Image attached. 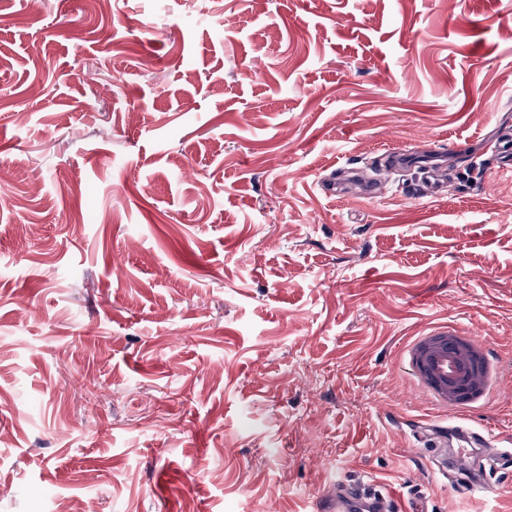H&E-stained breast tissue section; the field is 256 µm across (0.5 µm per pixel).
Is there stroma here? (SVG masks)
Here are the masks:
<instances>
[{
  "instance_id": "35a3bbf8",
  "label": "stroma",
  "mask_w": 512,
  "mask_h": 512,
  "mask_svg": "<svg viewBox=\"0 0 512 512\" xmlns=\"http://www.w3.org/2000/svg\"><path fill=\"white\" fill-rule=\"evenodd\" d=\"M511 98L512 0H0V512H512L435 466L512 449V174L463 152ZM448 327L481 400L407 360ZM448 438V448H444V455L440 461L439 469L443 473L448 471V460L450 464H453L456 460L461 461V458L468 460L469 472L475 476V483H477L484 493H490V489L487 487V483L483 480V474L485 468L479 463L476 456H471L467 453L466 448H477V446H483V435L479 433L470 432L463 428L452 427ZM391 504L396 505L393 509L397 512L427 511L416 501L397 498L378 482L350 484L337 480L332 493L316 500L310 512H387Z\"/></svg>"
}]
</instances>
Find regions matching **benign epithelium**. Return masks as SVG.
I'll use <instances>...</instances> for the list:
<instances>
[{
	"mask_svg": "<svg viewBox=\"0 0 512 512\" xmlns=\"http://www.w3.org/2000/svg\"><path fill=\"white\" fill-rule=\"evenodd\" d=\"M453 364V371L444 374L439 365L443 359ZM418 362L432 384L448 400L466 399L479 391L484 383L482 372L476 366L474 347L451 337H434L418 353Z\"/></svg>",
	"mask_w": 512,
	"mask_h": 512,
	"instance_id": "obj_1",
	"label": "benign epithelium"
}]
</instances>
